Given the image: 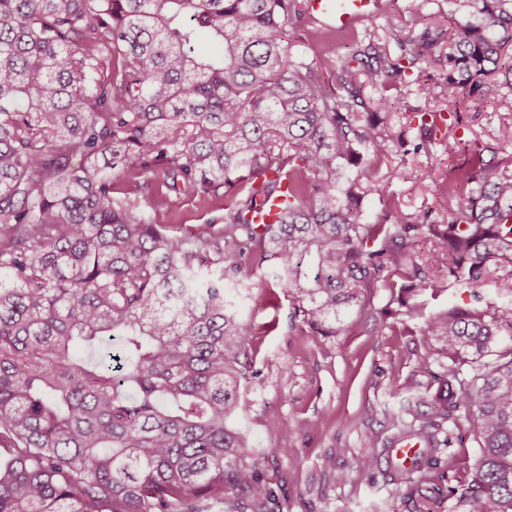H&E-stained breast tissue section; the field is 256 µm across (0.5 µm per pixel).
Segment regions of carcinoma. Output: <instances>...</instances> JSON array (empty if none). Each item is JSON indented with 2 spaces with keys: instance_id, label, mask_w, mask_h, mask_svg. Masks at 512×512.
<instances>
[{
  "instance_id": "carcinoma-1",
  "label": "carcinoma",
  "mask_w": 512,
  "mask_h": 512,
  "mask_svg": "<svg viewBox=\"0 0 512 512\" xmlns=\"http://www.w3.org/2000/svg\"><path fill=\"white\" fill-rule=\"evenodd\" d=\"M305 16L304 0H0V512L264 504L230 425L256 378L237 292L256 260L322 336L396 273L408 310L440 287L419 238L474 301L502 269L512 298V167L483 159L512 144V123L448 170V223L396 207L371 221L395 144L387 96L375 112L363 96L389 83L478 108L512 95V0H448L443 85L417 78L431 41L395 32L398 54L359 38L325 84L284 60V24ZM201 32L219 55L194 53ZM414 114V151L459 153V112ZM221 188L224 225L189 236L140 201ZM277 196V223L249 219ZM503 332L512 303L453 307L421 330L445 393L406 436L435 448L454 412L474 414L480 458L459 512H512V347L479 364Z\"/></svg>"
}]
</instances>
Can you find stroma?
Segmentation results:
<instances>
[{
  "label": "stroma",
  "instance_id": "stroma-1",
  "mask_svg": "<svg viewBox=\"0 0 512 512\" xmlns=\"http://www.w3.org/2000/svg\"><path fill=\"white\" fill-rule=\"evenodd\" d=\"M372 26L330 30L313 38L310 26L288 25L289 60L312 61L321 81L334 83L336 67L354 48V34L371 33L397 52L389 31L415 37L429 34L435 52L448 51V0H421L411 15L405 0H381ZM390 127L405 131L410 109L461 111L464 102H431L411 88L391 90ZM468 113L471 145L493 143L499 126L512 123V107L491 101ZM398 179L366 200L368 214L395 203L409 215L432 211L447 217L451 200L438 186L448 179V155L441 145L394 153ZM159 221L190 231L208 222L223 223L224 198L170 197L162 207L143 201ZM241 318L253 339L252 368L259 385L247 386L245 415L233 427L245 437L247 461L256 464L271 489L262 512H416L420 494L432 498V512H456L454 492L471 477L479 455L472 415L458 414L438 433L439 444L421 446L402 480L405 467L392 457L399 421L405 412L427 413V399L438 389L431 377L437 365L428 358L420 334L424 322L448 308L470 303L469 289L454 286L417 295L411 308L397 301L394 288L375 289L364 309L347 315L335 335L321 336L293 320V302L265 270H255Z\"/></svg>",
  "mask_w": 512,
  "mask_h": 512
}]
</instances>
